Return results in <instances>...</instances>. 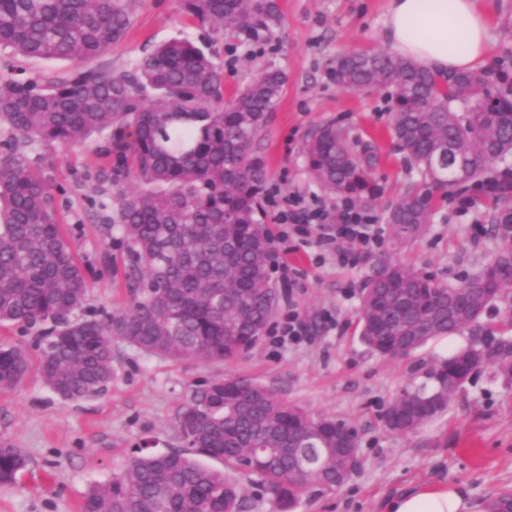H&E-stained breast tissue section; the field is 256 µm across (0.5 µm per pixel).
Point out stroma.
I'll list each match as a JSON object with an SVG mask.
<instances>
[{"instance_id":"stroma-1","label":"stroma","mask_w":512,"mask_h":512,"mask_svg":"<svg viewBox=\"0 0 512 512\" xmlns=\"http://www.w3.org/2000/svg\"><path fill=\"white\" fill-rule=\"evenodd\" d=\"M279 18L257 35L212 33L188 16L182 0H133L126 37L99 59L118 71L145 46L178 35L208 39L224 67V96L247 84L261 68L286 75L278 104L269 112L255 145L269 170L268 185L281 204L314 198L335 211L337 197L309 174L304 144L319 126L345 127L358 145L378 156L375 175L385 187L380 208L394 204L417 181L390 127L392 104L382 90L345 92L327 70L337 54L382 51L389 0H277ZM490 20L491 53L481 71L495 87L512 86V0H477ZM41 166L58 205L61 223H83L73 252L101 269L89 294L93 306L125 299L122 253L109 245L91 216L89 201L100 186L85 170L101 160L95 142L69 149L41 147ZM467 209L456 194L439 199L426 232L400 257L443 283L476 272L497 252L489 231L487 202L471 193ZM349 264L317 260L312 248L286 253L273 248L268 265L289 264L304 273L298 286L279 287L277 313L297 311L306 326L300 341L276 343L266 335L254 349L224 363L175 362L147 355L125 342L112 345V382L101 395L78 401L60 398L38 374L11 392L0 393V438L21 448L28 466L15 485L0 487V512H77L93 486L119 473L142 441L154 450L183 448L175 416L199 383L229 374L246 375L274 388L288 402L315 416L328 415L354 427L361 464L341 489L301 498L295 512H383L385 500L420 485L462 486L474 512L512 490V384L482 371L453 395L446 410L417 433L389 430L382 415L395 396L429 364L447 356L443 340L429 341L410 355L386 359L359 339V291L370 272L371 252L348 242Z\"/></svg>"}]
</instances>
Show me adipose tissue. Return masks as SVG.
I'll use <instances>...</instances> for the list:
<instances>
[{
	"label": "adipose tissue",
	"instance_id": "adipose-tissue-1",
	"mask_svg": "<svg viewBox=\"0 0 512 512\" xmlns=\"http://www.w3.org/2000/svg\"><path fill=\"white\" fill-rule=\"evenodd\" d=\"M398 54L437 74L476 69L489 53L488 19L474 0H390L383 33ZM388 512H470L462 489L419 486L392 500Z\"/></svg>",
	"mask_w": 512,
	"mask_h": 512
}]
</instances>
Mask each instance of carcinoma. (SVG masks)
Masks as SVG:
<instances>
[{
  "label": "carcinoma",
  "instance_id": "cac0c4a2",
  "mask_svg": "<svg viewBox=\"0 0 512 512\" xmlns=\"http://www.w3.org/2000/svg\"><path fill=\"white\" fill-rule=\"evenodd\" d=\"M186 13L212 31L255 34L278 19L276 0H184ZM130 22L128 0H0V48L18 60L71 61L66 73L26 77L9 65L0 76V327L38 330V355L0 343V392L33 371L65 400L104 392L112 382V342L172 360L224 362L253 347L274 309L268 288L271 238L265 225L267 170L254 145L276 106L285 76L260 70L228 102L224 74L206 44L174 37L120 71L98 64ZM337 87L392 91L393 138L420 182L388 214L400 248L425 231L435 192L461 183L494 200L498 252L474 275L443 285L384 256L360 294L361 341L383 357L411 354L428 341L464 336L466 344L406 388L399 421L416 432L441 413L478 358L512 383V93L491 96L478 71L440 79L389 52L339 54L329 66ZM101 136V183L91 202L107 236L123 250L127 301L85 313L91 282L70 248L72 228L56 205L38 145L74 148ZM305 153L328 191L363 207L383 187L376 158L348 131L317 128ZM117 158L139 189L112 176ZM507 319L494 326L489 317ZM336 419L313 416L273 388L244 376L217 377L180 407L175 428L186 448L136 447L121 471L92 488L80 512H243L237 475L269 491L279 512L306 494L348 482L336 469ZM221 462L219 470L198 460ZM27 457L0 438V486L12 485Z\"/></svg>",
  "mask_w": 512,
  "mask_h": 512
}]
</instances>
